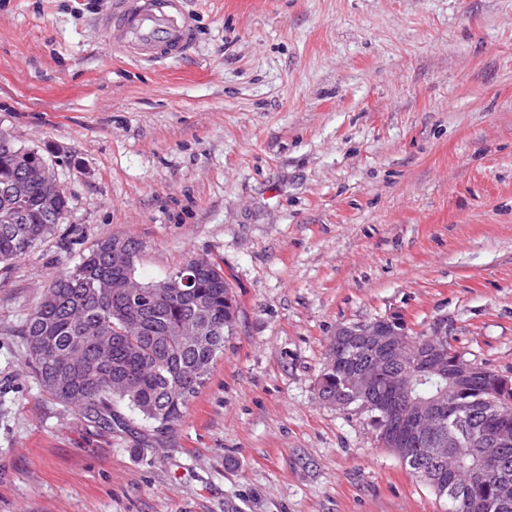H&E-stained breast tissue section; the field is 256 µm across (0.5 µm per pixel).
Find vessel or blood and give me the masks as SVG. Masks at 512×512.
<instances>
[{
	"label": "vessel or blood",
	"mask_w": 512,
	"mask_h": 512,
	"mask_svg": "<svg viewBox=\"0 0 512 512\" xmlns=\"http://www.w3.org/2000/svg\"><path fill=\"white\" fill-rule=\"evenodd\" d=\"M105 30L113 47L135 60L176 57L191 40L180 0H119Z\"/></svg>",
	"instance_id": "b4317fda"
}]
</instances>
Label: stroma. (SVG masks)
<instances>
[{
  "instance_id": "stroma-1",
  "label": "stroma",
  "mask_w": 512,
  "mask_h": 512,
  "mask_svg": "<svg viewBox=\"0 0 512 512\" xmlns=\"http://www.w3.org/2000/svg\"><path fill=\"white\" fill-rule=\"evenodd\" d=\"M115 0H0V130L57 157L56 232L0 265V512H443L365 414L318 395L338 325L448 322L512 374V0H182L175 60L119 56ZM238 303L167 429L60 405L19 334L97 241Z\"/></svg>"
}]
</instances>
